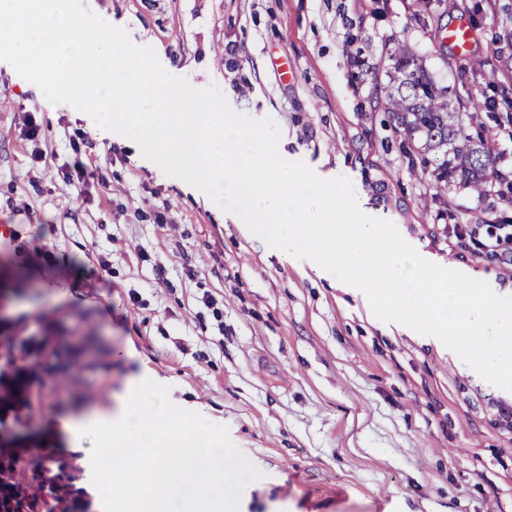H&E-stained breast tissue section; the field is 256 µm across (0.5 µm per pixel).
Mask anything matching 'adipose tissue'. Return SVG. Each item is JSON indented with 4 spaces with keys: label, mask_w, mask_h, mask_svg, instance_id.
<instances>
[{
    "label": "adipose tissue",
    "mask_w": 512,
    "mask_h": 512,
    "mask_svg": "<svg viewBox=\"0 0 512 512\" xmlns=\"http://www.w3.org/2000/svg\"><path fill=\"white\" fill-rule=\"evenodd\" d=\"M65 430L77 448L96 437L99 479L112 487L110 512H236L249 477L223 441L176 412L144 376L127 388L119 409L96 404L69 417Z\"/></svg>",
    "instance_id": "ef3b65f1"
}]
</instances>
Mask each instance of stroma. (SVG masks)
<instances>
[{
	"instance_id": "1",
	"label": "stroma",
	"mask_w": 512,
	"mask_h": 512,
	"mask_svg": "<svg viewBox=\"0 0 512 512\" xmlns=\"http://www.w3.org/2000/svg\"><path fill=\"white\" fill-rule=\"evenodd\" d=\"M195 88L273 119L289 160L348 178L360 209L424 259L512 295V267L480 239L512 200L436 187L412 170L371 98L405 44L453 87L512 168V124L487 102L512 86V0H83ZM467 23V52L436 27ZM36 122V140L26 137ZM97 167L65 183L75 161ZM0 334L38 345L28 391L0 388V448L73 461L96 512L97 442L71 452L67 414L141 373L223 435L251 471L241 512H512V392L427 335L370 314L359 289L281 256L206 193L129 142L50 109L0 61ZM23 411H14L16 401Z\"/></svg>"
}]
</instances>
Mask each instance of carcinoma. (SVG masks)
<instances>
[{"mask_svg":"<svg viewBox=\"0 0 512 512\" xmlns=\"http://www.w3.org/2000/svg\"><path fill=\"white\" fill-rule=\"evenodd\" d=\"M388 60L389 81L382 93L375 94L376 104L394 122L403 147L409 149L411 167L426 169L434 163L436 186L457 183L479 198L486 195L495 162L486 137L467 132L449 87L437 85L425 73L422 60L405 46L396 45ZM16 466L12 460L0 462V493L8 494ZM76 472L72 466L54 474L48 484H38V490L52 492L49 512H70Z\"/></svg>","mask_w":512,"mask_h":512,"instance_id":"1","label":"carcinoma"}]
</instances>
